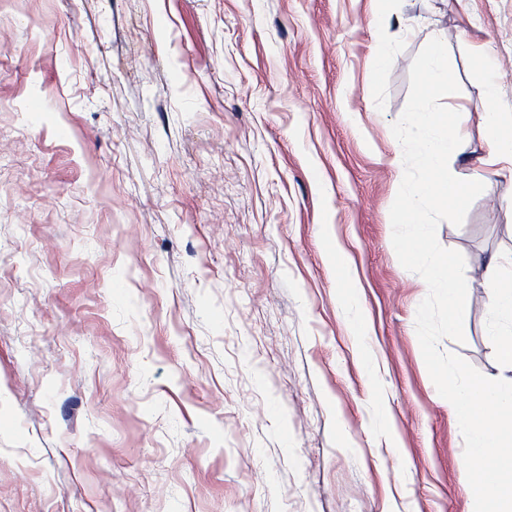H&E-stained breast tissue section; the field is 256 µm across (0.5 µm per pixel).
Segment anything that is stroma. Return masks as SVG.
Masks as SVG:
<instances>
[{
    "mask_svg": "<svg viewBox=\"0 0 512 512\" xmlns=\"http://www.w3.org/2000/svg\"><path fill=\"white\" fill-rule=\"evenodd\" d=\"M434 38L485 186L437 229L468 288L438 348L496 379L512 0H0V512H471L390 220ZM484 128L488 149L482 160L484 166L504 164L512 170V113H486Z\"/></svg>",
    "mask_w": 512,
    "mask_h": 512,
    "instance_id": "stroma-1",
    "label": "stroma"
}]
</instances>
